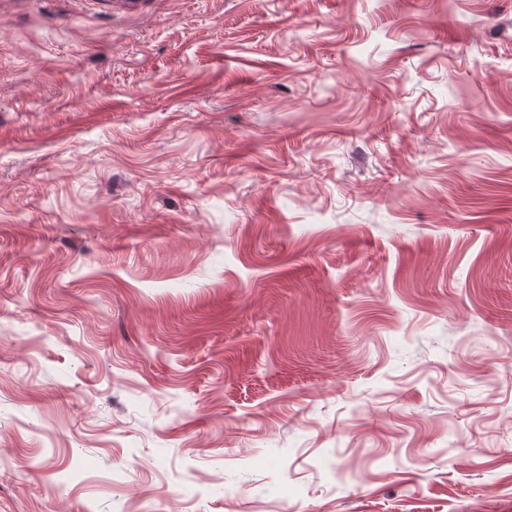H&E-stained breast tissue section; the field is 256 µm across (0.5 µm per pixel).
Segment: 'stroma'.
<instances>
[{
    "label": "stroma",
    "instance_id": "35a3bbf8",
    "mask_svg": "<svg viewBox=\"0 0 512 512\" xmlns=\"http://www.w3.org/2000/svg\"><path fill=\"white\" fill-rule=\"evenodd\" d=\"M0 512H512V0H0Z\"/></svg>",
    "mask_w": 512,
    "mask_h": 512
}]
</instances>
